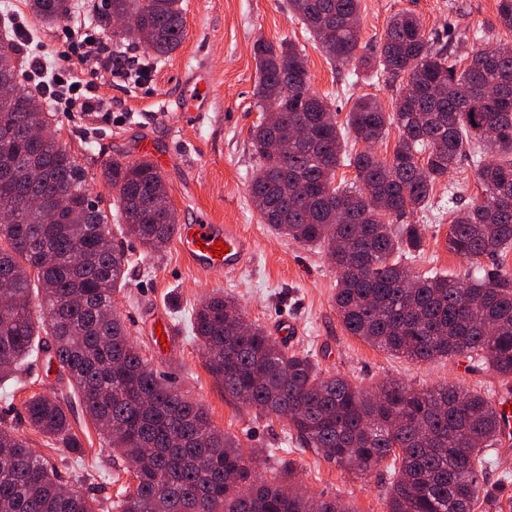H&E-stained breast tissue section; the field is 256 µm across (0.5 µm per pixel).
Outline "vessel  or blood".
Returning a JSON list of instances; mask_svg holds the SVG:
<instances>
[{
  "instance_id": "b4317fda",
  "label": "vessel or blood",
  "mask_w": 512,
  "mask_h": 512,
  "mask_svg": "<svg viewBox=\"0 0 512 512\" xmlns=\"http://www.w3.org/2000/svg\"><path fill=\"white\" fill-rule=\"evenodd\" d=\"M181 255L197 269L205 272H232L239 269L250 255V246L236 226L212 224L199 218L189 224H180L175 232ZM227 246L225 254L214 256L209 252L216 241Z\"/></svg>"
}]
</instances>
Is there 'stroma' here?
I'll return each mask as SVG.
<instances>
[{"mask_svg":"<svg viewBox=\"0 0 512 512\" xmlns=\"http://www.w3.org/2000/svg\"><path fill=\"white\" fill-rule=\"evenodd\" d=\"M182 7L184 38L160 63L153 61L143 44L113 38L111 28L101 27V37L110 40L114 50L147 64L143 83L113 78L91 62L76 67V74L95 84L111 103L116 120L106 123L92 114L80 118L57 110L51 117V131L85 168L90 194L106 212L112 234L129 259L114 309L157 374L203 404L217 430L235 437L244 449H260L256 470H264L268 458H292L311 496L341 498L356 512H386L384 492L392 480L387 469L358 478L312 451H301L285 420L225 397L193 339L191 315L211 295L228 294L249 322L268 333H275L279 320L293 321L297 332L287 339L289 350L310 354L323 371L343 374L361 388L371 390L390 379L419 390L451 383L495 399L504 379L479 360L417 363L348 335L336 311L338 274L323 249L273 233L249 194L258 163L250 143V129L259 118L253 98L256 40L275 42L285 37L303 49L311 88L327 96L341 125L362 96L375 97L384 109H391L396 84L381 69L355 73L330 62L289 14L288 0H182ZM401 11L418 16L439 44L459 37L461 57L477 48L512 44V31L498 22L496 0H361V42L367 50H375L390 18ZM1 30L15 38L28 60L40 56L47 63L63 64L64 23L42 25L32 17L26 0H0ZM194 72L209 95L207 112L195 120L176 105ZM145 140L176 147L162 176L179 222L187 224L203 215L214 224L236 225L251 244L243 267L204 273L180 256L175 245L151 253L123 234L118 193L101 172L112 161L137 160L135 148ZM480 194L473 164L462 157L447 181L435 185L428 206L406 215V223L419 225L424 235L419 253L407 258V266L425 276L466 277V262L448 252L445 239L457 212ZM156 308L164 310L178 328V342L162 352L155 349L150 330ZM69 386L68 377L61 375L48 353L34 355L17 379L0 382V425L15 429L71 488L92 499L96 512H114L112 503L122 483L132 482L133 477L124 473L119 481H112V447L77 400L70 398ZM42 392L67 396L71 429L82 444L81 453H72L27 423L24 402ZM484 472V488L493 499L504 503L512 498V448L491 450Z\"/></svg>","mask_w":512,"mask_h":512,"instance_id":"stroma-1","label":"stroma"}]
</instances>
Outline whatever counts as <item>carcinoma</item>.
I'll list each match as a JSON object with an SVG mask.
<instances>
[{
  "mask_svg": "<svg viewBox=\"0 0 512 512\" xmlns=\"http://www.w3.org/2000/svg\"><path fill=\"white\" fill-rule=\"evenodd\" d=\"M100 22L124 20L113 36L144 44L162 60L182 43V0H105ZM44 24L64 20L70 0H27ZM326 57L366 70L375 65L399 82L393 111L358 99L346 127L327 96L310 90L303 50L283 38L253 48L259 122L250 130L258 166L249 185L264 223L300 244L324 249L336 267V309L345 331L414 362L475 356L512 379V272L482 277H413L396 254L420 249L413 224H391L425 207L436 183L471 154L481 197L450 225L446 248L476 270L512 247V45L480 49L458 68L420 19L399 12L376 54L361 49V0H288ZM23 61L0 39V381L37 351L51 353L69 376L82 409L101 427L132 473L112 503L117 512H356L343 500L313 499L298 488L291 459L271 479L256 475L253 452L216 430L204 407L168 385L132 344L112 298L125 283L127 259L112 242L105 212L91 199L85 170L58 137L34 143L28 130L49 126L37 96L18 81ZM394 126L392 155L347 150L346 135L371 147ZM301 128L303 144L279 155L267 145ZM341 166L351 185L335 184ZM119 194L127 235L160 251L174 238V208L149 159L105 166ZM41 297L34 319L31 286ZM192 332L206 366L232 400L287 420L302 448L363 477L388 463L387 512H480L487 449L500 416L483 395L455 385L415 390L386 381L373 390L326 374L308 354L288 351L259 326L244 323L237 301L214 295L193 313ZM28 423L65 447L80 448L69 409L55 394L24 402ZM0 512H95L65 487L15 430L0 427Z\"/></svg>",
  "mask_w": 512,
  "mask_h": 512,
  "instance_id": "1",
  "label": "carcinoma"
}]
</instances>
